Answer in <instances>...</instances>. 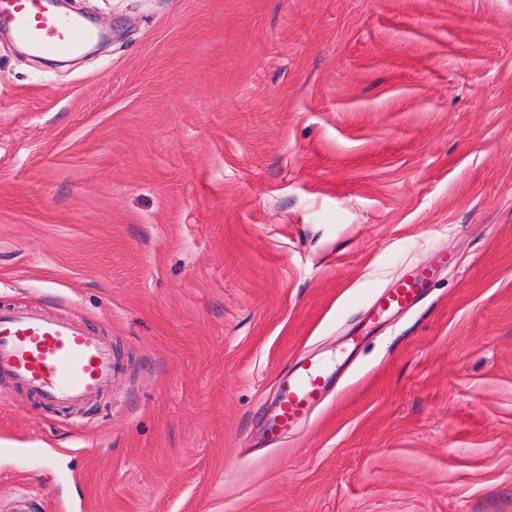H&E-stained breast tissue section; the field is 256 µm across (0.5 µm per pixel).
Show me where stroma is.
Wrapping results in <instances>:
<instances>
[{
    "mask_svg": "<svg viewBox=\"0 0 512 512\" xmlns=\"http://www.w3.org/2000/svg\"><path fill=\"white\" fill-rule=\"evenodd\" d=\"M70 7L101 52L0 33V307L116 367L76 410L0 379V512H512V0ZM422 289L423 279L405 282L399 288H393L389 294L383 295L376 303L373 313L380 315L389 309H406L415 303ZM333 358L302 362L288 378L281 391V423L291 425L298 420L323 390L334 372Z\"/></svg>",
    "mask_w": 512,
    "mask_h": 512,
    "instance_id": "35a3bbf8",
    "label": "stroma"
}]
</instances>
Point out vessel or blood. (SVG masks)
<instances>
[{
  "label": "vessel or blood",
  "mask_w": 512,
  "mask_h": 512,
  "mask_svg": "<svg viewBox=\"0 0 512 512\" xmlns=\"http://www.w3.org/2000/svg\"><path fill=\"white\" fill-rule=\"evenodd\" d=\"M14 38L30 50L68 56L94 33L82 23L57 16L46 0H5L0 6ZM422 281L403 283L374 307L381 314L415 303ZM115 368L112 348L79 321L53 318L34 308H0V374L30 387L46 404L77 408L97 398ZM334 371L330 359L302 362L281 391V422L298 420Z\"/></svg>",
  "instance_id": "obj_1"
}]
</instances>
